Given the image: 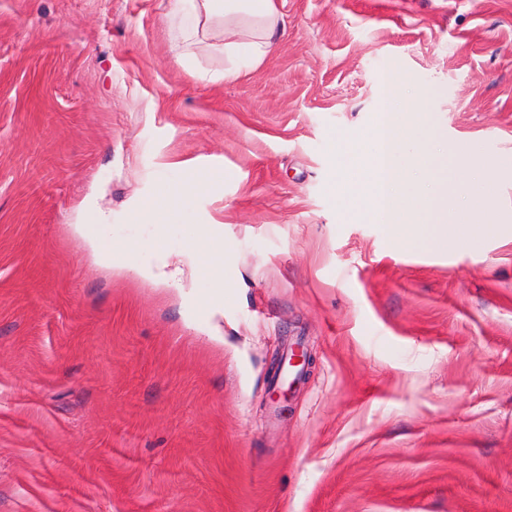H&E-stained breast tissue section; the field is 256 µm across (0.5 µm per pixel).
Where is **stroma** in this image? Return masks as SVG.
I'll use <instances>...</instances> for the list:
<instances>
[{
    "label": "stroma",
    "instance_id": "1",
    "mask_svg": "<svg viewBox=\"0 0 512 512\" xmlns=\"http://www.w3.org/2000/svg\"><path fill=\"white\" fill-rule=\"evenodd\" d=\"M277 5L224 82L167 0H0V512H512V0ZM386 106L476 145L497 232L429 249L333 194ZM194 266L195 257L191 254H185L176 263L170 264L164 260L160 266L152 270H133L131 273L135 277H146L158 282L168 283L180 280V277L185 274L186 269L193 270Z\"/></svg>",
    "mask_w": 512,
    "mask_h": 512
}]
</instances>
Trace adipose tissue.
Wrapping results in <instances>:
<instances>
[{
  "mask_svg": "<svg viewBox=\"0 0 512 512\" xmlns=\"http://www.w3.org/2000/svg\"><path fill=\"white\" fill-rule=\"evenodd\" d=\"M171 10L192 16L199 26L223 28L229 37L223 45L229 61L221 74L225 80L259 66L285 26L275 0H172Z\"/></svg>",
  "mask_w": 512,
  "mask_h": 512,
  "instance_id": "1",
  "label": "adipose tissue"
}]
</instances>
